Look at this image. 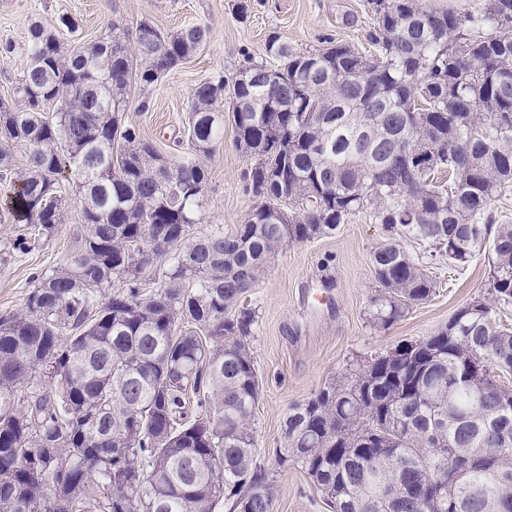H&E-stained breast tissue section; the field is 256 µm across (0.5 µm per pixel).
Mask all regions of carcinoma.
<instances>
[{
    "label": "carcinoma",
    "instance_id": "cac0c4a2",
    "mask_svg": "<svg viewBox=\"0 0 512 512\" xmlns=\"http://www.w3.org/2000/svg\"><path fill=\"white\" fill-rule=\"evenodd\" d=\"M375 49L325 40L298 52L277 34L231 86L193 89L191 151L172 164L121 123L127 87L188 59L210 34L140 23L67 52L39 24L15 100L0 99V180L28 148L10 209L50 237L70 171L82 231L67 261L32 276L0 316V512H274L250 428L260 386L255 312L241 305L287 243L360 212L386 242L371 256L374 324L429 300L409 252L469 265L486 296L422 347L372 361L290 406L279 462L296 464L334 512H512V0L476 12L367 0ZM432 19L425 26L420 16ZM248 99L236 146L261 198L233 229L189 237L224 133V98ZM448 182H442V178ZM39 237H19L26 253ZM167 263L157 289L143 270ZM119 282L123 291L106 296Z\"/></svg>",
    "mask_w": 512,
    "mask_h": 512
}]
</instances>
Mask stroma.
Wrapping results in <instances>:
<instances>
[{
  "instance_id": "1",
  "label": "stroma",
  "mask_w": 512,
  "mask_h": 512,
  "mask_svg": "<svg viewBox=\"0 0 512 512\" xmlns=\"http://www.w3.org/2000/svg\"><path fill=\"white\" fill-rule=\"evenodd\" d=\"M243 3L248 6L244 13L239 10ZM65 15L77 20L76 32L60 28ZM116 20L130 31L143 21L165 32L193 24L210 29L205 45L167 72L158 86L146 89L136 81L129 86L125 123L171 160L187 148L184 131L196 84L232 78L245 58L265 61L268 35L279 34L301 52L321 47L328 38L366 52L374 27L366 0H0V99L13 98L27 65L32 24L57 30L71 50L111 33ZM145 97L151 100L150 109L138 111ZM250 163L235 145L232 123H225L223 140L208 162L202 218L192 225V236L227 231L243 222L257 203L244 180ZM79 226L80 207L67 202L57 234L21 254L13 250V242L32 228L0 207V314L21 309L32 272L65 262ZM383 241L380 225L368 213L350 216L335 231L284 245L244 300L257 315L252 351L262 385L251 428L276 512H328L302 470L277 459L289 406L374 355L429 335L486 292V255L462 269L435 260L430 267L438 282L435 295L410 306L391 326H375L369 316L375 291L370 260Z\"/></svg>"
}]
</instances>
